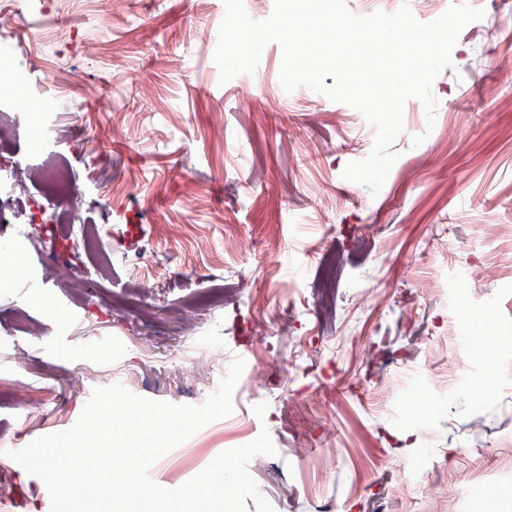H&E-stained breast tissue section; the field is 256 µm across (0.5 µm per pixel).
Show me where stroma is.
<instances>
[{"instance_id":"1","label":"stroma","mask_w":512,"mask_h":512,"mask_svg":"<svg viewBox=\"0 0 512 512\" xmlns=\"http://www.w3.org/2000/svg\"><path fill=\"white\" fill-rule=\"evenodd\" d=\"M483 19L463 28L450 67L434 80V128L404 112L399 157L378 195L344 179L366 158L375 131L350 106L309 88L289 93L282 111H267L281 88V49L268 44L253 74L220 83L214 44L223 0H17L0 26L18 48L54 112L0 144L19 161L44 126L58 131L56 159L84 194L81 221L106 232L104 247L72 243L68 265L50 275L46 251L27 244L41 288L0 287V446L43 436L56 416L72 427L94 388L122 384L135 395L202 404L228 371L224 361L196 366L205 346L248 351L249 367L233 392L232 414L176 446L150 469L176 488L221 452L268 430L276 453L248 468L276 512H426L432 495L481 512L467 473L478 459L512 441V0H468ZM497 27V43L486 40ZM83 80L73 84V72ZM252 83L255 107L241 108L238 87ZM424 134L419 146L411 138ZM463 222H456L457 212ZM159 268L152 293L129 287L121 244L128 225ZM343 259L344 288L367 294L357 309L308 342L294 322L313 327L303 298L271 287L312 283L307 253L324 225ZM223 262L248 280L239 305L200 310L191 298L224 288L179 266ZM497 270L496 280L485 276ZM441 279L443 296L426 291ZM464 324L488 317L496 338L490 356L462 336L437 347L447 316ZM257 363L270 377L255 376ZM499 371L494 385L485 364ZM456 365L432 393L433 411L417 416L412 389L435 369ZM398 395L380 400L385 383ZM29 389L18 405L13 386ZM333 424L314 436L312 423ZM407 464L405 474L392 460ZM10 484V512H50L44 483L20 466H0ZM407 483L411 500L396 488Z\"/></svg>"}]
</instances>
